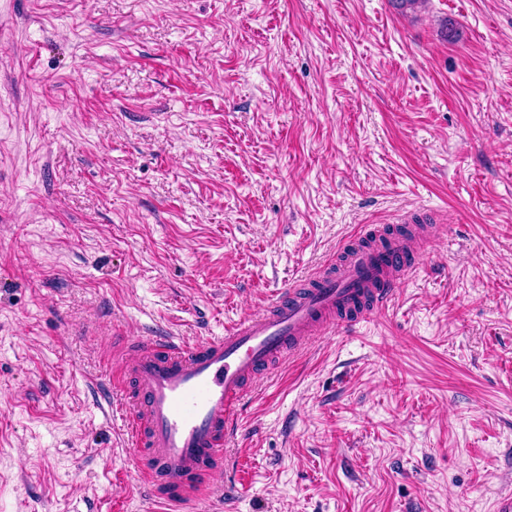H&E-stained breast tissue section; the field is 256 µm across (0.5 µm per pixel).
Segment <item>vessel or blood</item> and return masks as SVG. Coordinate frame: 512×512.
<instances>
[{"label": "vessel or blood", "mask_w": 512, "mask_h": 512, "mask_svg": "<svg viewBox=\"0 0 512 512\" xmlns=\"http://www.w3.org/2000/svg\"><path fill=\"white\" fill-rule=\"evenodd\" d=\"M417 225L354 235L337 259L281 289L257 316L201 343L136 341L113 381L134 468L173 512L224 469L223 448L242 427L245 399L268 367L304 348L331 322L358 326L384 309L416 266Z\"/></svg>", "instance_id": "b4317fda"}]
</instances>
